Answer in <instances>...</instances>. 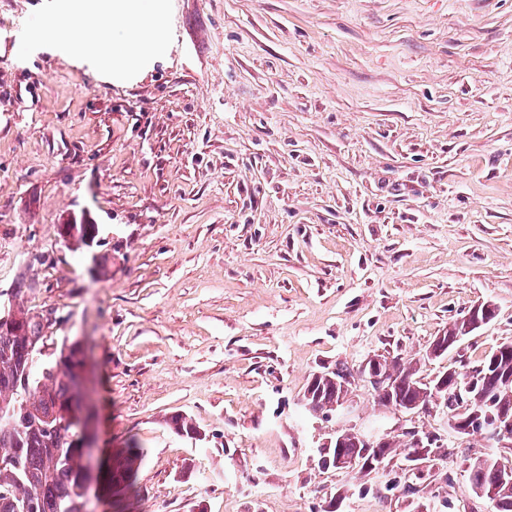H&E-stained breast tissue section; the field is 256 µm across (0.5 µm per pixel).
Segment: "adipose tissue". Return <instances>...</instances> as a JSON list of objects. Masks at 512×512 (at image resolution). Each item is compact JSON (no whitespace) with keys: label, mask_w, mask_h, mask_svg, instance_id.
<instances>
[{"label":"adipose tissue","mask_w":512,"mask_h":512,"mask_svg":"<svg viewBox=\"0 0 512 512\" xmlns=\"http://www.w3.org/2000/svg\"><path fill=\"white\" fill-rule=\"evenodd\" d=\"M55 15L32 41L112 79L133 76L162 42V24L146 0H54Z\"/></svg>","instance_id":"1"}]
</instances>
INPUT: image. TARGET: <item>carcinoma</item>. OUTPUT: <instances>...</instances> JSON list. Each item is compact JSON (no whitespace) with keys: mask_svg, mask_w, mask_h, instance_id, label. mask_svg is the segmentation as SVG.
<instances>
[{"mask_svg":"<svg viewBox=\"0 0 512 512\" xmlns=\"http://www.w3.org/2000/svg\"><path fill=\"white\" fill-rule=\"evenodd\" d=\"M98 234L94 223L77 224L70 234L72 246L79 250ZM9 314L21 321V328L0 332V512H84L80 434L68 422L69 412L78 404L72 385L83 362L82 345L64 342L54 359L44 361L41 347L50 321L31 314L19 301L10 306ZM473 326L471 317L455 321L443 340L453 346L456 337ZM379 370L398 381L394 397L401 403L422 401L441 407L448 415V428L458 435L471 434L476 422L482 429L492 427L502 412H512V341L502 343L476 365L448 368V383L434 400L418 390L417 367L384 362ZM350 377L352 371L344 364L322 371L313 375L305 395L325 410L336 403V382ZM169 424L183 435L198 434L192 419L183 415L171 417ZM405 436V454L427 459L438 449L426 436L417 441L415 431ZM396 452L394 438L388 437L376 448L351 443L331 449L330 456L355 458L359 471L369 474L376 471L378 460L387 462ZM143 455L137 442L129 440L118 453L112 485L132 487ZM500 461L494 453L462 457L469 488L498 489L496 512H512V488H499Z\"/></svg>","mask_w":512,"mask_h":512,"instance_id":"1","label":"carcinoma"}]
</instances>
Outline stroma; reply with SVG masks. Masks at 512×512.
Wrapping results in <instances>:
<instances>
[{
	"instance_id": "1",
	"label": "stroma",
	"mask_w": 512,
	"mask_h": 512,
	"mask_svg": "<svg viewBox=\"0 0 512 512\" xmlns=\"http://www.w3.org/2000/svg\"><path fill=\"white\" fill-rule=\"evenodd\" d=\"M48 2L0 0V305L54 310L102 452H145L135 494L91 488L88 512H412L398 471L320 467L336 423L301 399L337 363L421 358L479 303L458 364L512 341V0H156L131 83L27 55ZM73 213L91 251L59 236ZM354 395L355 423L486 447Z\"/></svg>"
}]
</instances>
